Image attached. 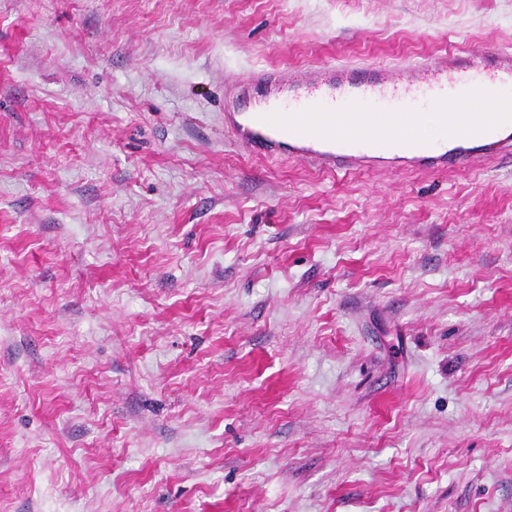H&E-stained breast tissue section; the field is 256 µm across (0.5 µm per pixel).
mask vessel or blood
Wrapping results in <instances>:
<instances>
[{"label": "vessel or blood", "instance_id": "b4317fda", "mask_svg": "<svg viewBox=\"0 0 512 512\" xmlns=\"http://www.w3.org/2000/svg\"><path fill=\"white\" fill-rule=\"evenodd\" d=\"M512 52L478 60L446 56L402 68L390 80L374 65H318L302 75L253 69L226 96L255 92L261 112L227 107L235 142L259 158H302L331 171L440 170L478 154L512 153ZM437 111L451 136L433 146L412 137L421 109Z\"/></svg>", "mask_w": 512, "mask_h": 512}]
</instances>
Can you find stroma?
Returning a JSON list of instances; mask_svg holds the SVG:
<instances>
[{"label": "stroma", "mask_w": 512, "mask_h": 512, "mask_svg": "<svg viewBox=\"0 0 512 512\" xmlns=\"http://www.w3.org/2000/svg\"><path fill=\"white\" fill-rule=\"evenodd\" d=\"M512 50V0H0V512H512V154L257 159L258 66Z\"/></svg>", "instance_id": "1"}]
</instances>
